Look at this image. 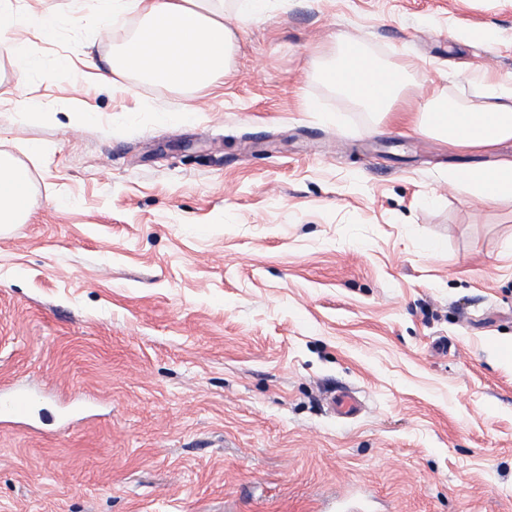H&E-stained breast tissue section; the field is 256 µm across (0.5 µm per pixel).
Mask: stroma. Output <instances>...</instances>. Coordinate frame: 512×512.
I'll return each mask as SVG.
<instances>
[{
  "label": "stroma",
  "instance_id": "obj_1",
  "mask_svg": "<svg viewBox=\"0 0 512 512\" xmlns=\"http://www.w3.org/2000/svg\"><path fill=\"white\" fill-rule=\"evenodd\" d=\"M34 7L71 22L0 36L44 69L0 59V151L33 184L0 233V384L46 418L0 424V512H321L357 489L512 512V201L448 184L512 141L407 124L434 95L479 106L471 69L512 80V0H281L203 92L113 73L137 14ZM345 42L408 68L392 112L316 78ZM339 388L358 416L329 411ZM16 68L20 80H26L40 67L41 59L36 49L25 43L18 45Z\"/></svg>",
  "mask_w": 512,
  "mask_h": 512
}]
</instances>
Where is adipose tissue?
Returning a JSON list of instances; mask_svg holds the SVG:
<instances>
[{
  "label": "adipose tissue",
  "instance_id": "ef3b65f1",
  "mask_svg": "<svg viewBox=\"0 0 512 512\" xmlns=\"http://www.w3.org/2000/svg\"><path fill=\"white\" fill-rule=\"evenodd\" d=\"M103 16L121 11L139 13L144 29L128 37L112 60L113 73L133 71L144 80L176 88L203 91L212 88L231 67L237 45V27L224 11V0H97ZM64 19L36 11L21 12L11 0H0V35L26 26L43 38H53ZM361 47L347 43L338 58L316 76L351 95L367 111L390 112L407 75L403 66L391 67L386 82L360 80L350 63ZM485 99L480 110L428 101L414 121L418 132L463 147H492L512 140V85L491 82L485 74L473 77ZM449 185L469 197L495 203L512 199V159L487 168H460L448 172ZM29 168L9 153L0 152V225L25 223L31 213Z\"/></svg>",
  "mask_w": 512,
  "mask_h": 512
}]
</instances>
